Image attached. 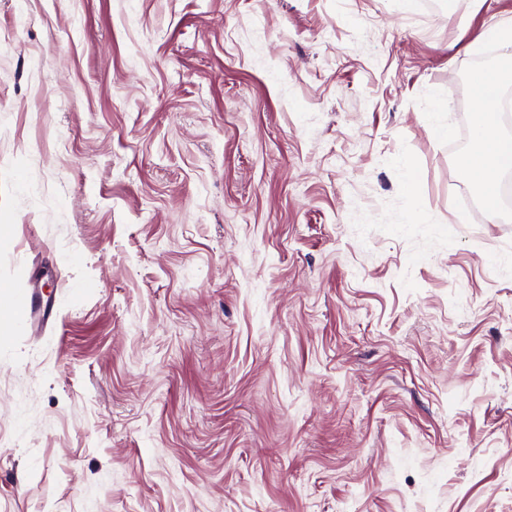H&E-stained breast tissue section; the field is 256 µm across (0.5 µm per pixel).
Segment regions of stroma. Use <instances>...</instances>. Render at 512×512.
<instances>
[{"instance_id":"1","label":"stroma","mask_w":512,"mask_h":512,"mask_svg":"<svg viewBox=\"0 0 512 512\" xmlns=\"http://www.w3.org/2000/svg\"><path fill=\"white\" fill-rule=\"evenodd\" d=\"M509 17L0 0V290L54 311L0 512H512V205L458 165ZM486 39L496 44L501 57L512 62V18L505 19L487 29Z\"/></svg>"}]
</instances>
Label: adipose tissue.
<instances>
[{"instance_id": "ef3b65f1", "label": "adipose tissue", "mask_w": 512, "mask_h": 512, "mask_svg": "<svg viewBox=\"0 0 512 512\" xmlns=\"http://www.w3.org/2000/svg\"><path fill=\"white\" fill-rule=\"evenodd\" d=\"M472 85L479 105L472 116L473 146L459 164L483 187L482 202L493 210L498 204L492 190L494 178L512 167V138L500 134L496 112L499 92L512 85V66L482 70L473 76Z\"/></svg>"}]
</instances>
